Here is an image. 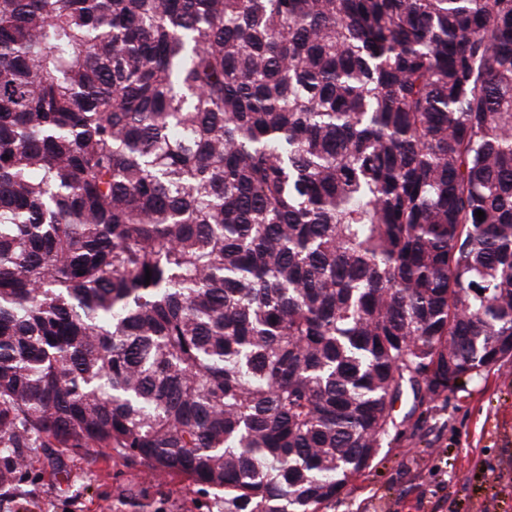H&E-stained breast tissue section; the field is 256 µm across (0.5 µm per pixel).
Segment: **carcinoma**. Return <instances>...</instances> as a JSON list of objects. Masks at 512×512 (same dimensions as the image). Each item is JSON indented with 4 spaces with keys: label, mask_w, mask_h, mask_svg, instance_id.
Instances as JSON below:
<instances>
[{
    "label": "carcinoma",
    "mask_w": 512,
    "mask_h": 512,
    "mask_svg": "<svg viewBox=\"0 0 512 512\" xmlns=\"http://www.w3.org/2000/svg\"><path fill=\"white\" fill-rule=\"evenodd\" d=\"M508 348L512 0H0V488L321 512ZM0 512H208L224 509L189 480L150 473L104 450L39 448L0 491ZM200 503V506H197Z\"/></svg>",
    "instance_id": "carcinoma-1"
}]
</instances>
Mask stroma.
<instances>
[{
  "label": "stroma",
  "mask_w": 512,
  "mask_h": 512,
  "mask_svg": "<svg viewBox=\"0 0 512 512\" xmlns=\"http://www.w3.org/2000/svg\"><path fill=\"white\" fill-rule=\"evenodd\" d=\"M365 472L323 512H512V360L412 407ZM189 480L103 450L41 448L0 512H220Z\"/></svg>",
  "instance_id": "stroma-1"
}]
</instances>
